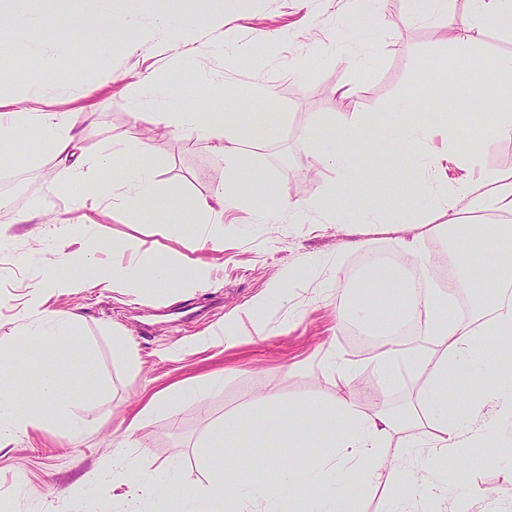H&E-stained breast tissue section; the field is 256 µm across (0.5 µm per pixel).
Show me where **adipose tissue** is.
<instances>
[{
    "label": "adipose tissue",
    "instance_id": "obj_1",
    "mask_svg": "<svg viewBox=\"0 0 512 512\" xmlns=\"http://www.w3.org/2000/svg\"><path fill=\"white\" fill-rule=\"evenodd\" d=\"M41 2L28 0L26 9L1 21L11 31L14 52L28 53L41 42L49 23L48 17L39 12ZM96 2L98 22L77 32L80 37L96 42L107 53L134 51L138 40L127 26L113 22L112 0ZM472 3V14L460 18L449 11L447 0H411L413 15H440L456 56L464 58L471 57L472 44L487 24L512 27V0ZM223 22V13H211L209 0H194L191 9L167 22V37L174 47L199 56L211 55L223 51L224 42L205 41L201 35ZM143 97L153 108L154 125L193 131L223 156L227 164L224 185L210 199L191 200L179 186L160 185L154 167L143 159L145 143H113L103 153L89 156L83 148L88 129L78 125L74 113L19 108L14 100L0 97V148L13 147L18 138L37 134L40 147L49 150L60 171L59 189L74 195L68 216L52 220L55 231L51 242L61 261L70 258L68 227L91 224L92 211L98 210L106 197L113 206L123 209L132 223L145 225L150 235L164 239L171 236L175 225L195 223L198 213H206L209 228L197 244H209L217 250L224 247L225 208L249 204L267 219L286 205L264 172L242 165L244 134L239 125L225 122L222 113L202 110L181 87L169 81L147 78ZM315 141L318 159L332 183L344 190L347 199H354L351 171L342 165L343 158L358 149L353 135L347 132L329 139L319 135ZM421 166L429 177L411 186L413 195L433 198L443 206L453 196L465 200L474 211L493 208L512 213V173L494 177L485 190L464 180L447 194L435 175L434 159L423 160ZM115 169L121 172L116 181L110 177ZM485 238V227L475 225L469 234L454 239L457 287L472 289L476 270L490 267ZM120 250L121 258L110 264L101 263L90 253L81 259L80 275L53 273L39 282V291L28 306L23 340L27 349L70 344L82 324L81 315L74 311L45 316L44 295L101 286L134 288L147 271L160 285L169 282L176 268L191 269L197 281L206 277V263L179 253L157 264L140 251L136 240L124 242ZM406 254L408 266L391 271L378 266L367 268L351 296L350 310L365 327L384 333L372 359L380 379L401 370L423 375L424 382L407 414L366 408L346 387L323 402L283 406L279 391L270 387L255 398V405L274 410L271 427L287 428L289 440L310 438L322 448L315 466L298 472L284 461L263 459L248 477L211 466L206 484L188 493L182 489L183 480L177 470H169L160 478L144 476L120 455L112 461L110 478L131 483L134 497L158 502L167 512H192L195 501L201 498L213 502L217 512H359L356 498L343 493V485L356 483L368 488L379 480L394 491L386 512H473L475 505L471 502L449 506L448 476L443 466L460 465L462 451L477 444L486 432H512V306L485 301L479 309L484 318L479 329L449 319L447 294L423 299L407 287L415 271L429 268L430 258L413 240L407 241ZM490 269L503 287L512 286V264L506 262ZM417 313L425 317L426 343L406 347L395 342V326ZM487 336L498 341V349L491 355L483 349ZM453 377L493 380L492 387L475 392L476 409L469 417L457 416L450 407L449 380ZM31 428L72 435L84 430L70 404L60 399L56 375L48 366L41 373L37 407H28L8 395L0 397V440ZM394 437L400 438V448L386 452L385 442Z\"/></svg>",
    "mask_w": 512,
    "mask_h": 512
}]
</instances>
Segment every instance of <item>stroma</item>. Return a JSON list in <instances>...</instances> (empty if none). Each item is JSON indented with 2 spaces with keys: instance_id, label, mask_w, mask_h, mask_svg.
I'll list each match as a JSON object with an SVG mask.
<instances>
[{
  "instance_id": "stroma-1",
  "label": "stroma",
  "mask_w": 512,
  "mask_h": 512,
  "mask_svg": "<svg viewBox=\"0 0 512 512\" xmlns=\"http://www.w3.org/2000/svg\"><path fill=\"white\" fill-rule=\"evenodd\" d=\"M189 7V0H153L147 9L139 0H119L117 12L144 33L133 54L102 53L92 60L79 36L59 42L61 63L53 76L59 95L51 107L95 113L98 132L85 143L90 154L112 142L147 136L145 160L160 183L183 186L191 198H207L224 184L223 156L194 134L133 117L146 76L179 78L208 111L237 116L247 131L274 129L269 140L244 141L243 162L266 173L288 207L265 221L245 205L226 209L223 250L200 251L214 266L207 287H181L184 274L176 270L165 288H92L51 298L46 304L50 313L75 308L84 321L74 344L51 345L35 355L24 349L21 338L27 297L31 284L57 268L59 257L47 245L33 252L30 227L16 217L44 209L58 169L45 151L24 165L0 156V191L18 189L30 177L40 181L32 197L10 199L0 219V378L16 397L31 402L41 368L52 365L61 396L85 421L84 432L75 437L33 430L0 447V512H88L92 507L141 512L142 502L103 478L121 450L139 472L158 476L175 468L187 486L198 485L206 477L202 462L210 455L201 438L267 386H276L288 404L335 394L336 381L322 366L328 350L356 361L351 384L361 403L380 398L393 407L409 403L419 375L402 372L391 386H381L371 351L354 346L345 332L342 313L355 287L353 273L365 258L357 241L371 240L374 252L401 256L404 239L420 224L512 225V213L473 212L462 200L448 210L409 193L423 176L413 163L419 154L451 151L469 159L464 170L449 165L452 182L512 172V135L499 133L498 114L479 110L482 103L512 94V76H502L493 66L498 58L512 57L511 31L485 26L467 62L456 59L437 20L408 21L409 0H368L359 14L350 12L347 0H239L224 7V31L252 43L251 58L229 52L189 57L168 49L157 26L158 18ZM202 69L223 75V90L198 83ZM348 83L357 94L344 100L337 89ZM254 84L271 87L273 98L251 96ZM429 113L440 116L431 139L409 143L389 137L392 126L417 122ZM311 130L328 136L351 130L359 137L363 170L355 193L367 197L368 210H352L331 222L324 212L308 209V202L333 196L307 140ZM398 213L408 215V222L394 223ZM98 220L94 234L75 227L73 246L92 249L104 261L111 260L114 246L131 238L161 262L169 251L187 255L195 249L194 224L176 225L173 236L163 239L129 223L121 210L104 208ZM306 260L316 262V269L284 279L288 268ZM268 292L273 299L259 317L244 315L254 296ZM230 315L246 342L227 350L210 339L223 335ZM116 332L134 347L137 370H128L114 356ZM214 373L223 377L219 388L178 398L172 413L143 422L136 433L138 447L124 449L122 432L145 396ZM271 416V411L256 410L250 437L237 455L224 459V468L250 473V466L239 463L243 454L289 458L302 470L317 461L321 450L314 442L292 448L287 435L266 437ZM448 489L455 502L480 489L494 490L490 512L511 504L512 444L487 433L472 448L466 471L449 473Z\"/></svg>"
}]
</instances>
